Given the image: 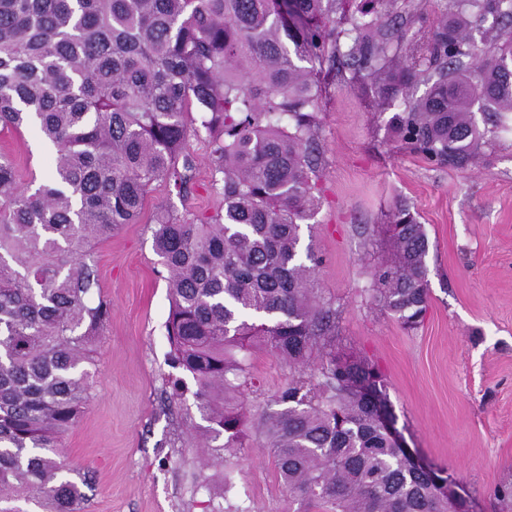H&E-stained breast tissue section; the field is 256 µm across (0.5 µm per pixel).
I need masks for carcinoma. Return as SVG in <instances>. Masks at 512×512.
<instances>
[{"instance_id": "obj_1", "label": "carcinoma", "mask_w": 512, "mask_h": 512, "mask_svg": "<svg viewBox=\"0 0 512 512\" xmlns=\"http://www.w3.org/2000/svg\"><path fill=\"white\" fill-rule=\"evenodd\" d=\"M0 0V127L38 128L56 149L34 192L0 157V502L84 512L64 477L62 436L91 398L88 339L110 320L95 240L135 222L150 186L183 190L192 161L187 116L199 113L224 215L211 224L156 215L155 251L169 272L171 359L196 382V408L217 457L238 447L236 394L254 385L246 358L264 344L308 367L336 311L315 296L321 263L301 253L318 210L315 112L333 72L380 111L411 85L389 137L424 160L468 169L486 130L512 113V31L485 51L471 38L491 17L512 25V0H449L423 37L405 41L385 15L424 18L409 0ZM394 258L372 274V298L408 329L429 301V241L406 206L390 214ZM291 380L265 415L266 447L288 494L308 512H450L445 471L402 458L364 385L379 369L332 348Z\"/></svg>"}]
</instances>
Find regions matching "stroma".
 <instances>
[{"label": "stroma", "instance_id": "obj_1", "mask_svg": "<svg viewBox=\"0 0 512 512\" xmlns=\"http://www.w3.org/2000/svg\"><path fill=\"white\" fill-rule=\"evenodd\" d=\"M388 118L337 79L316 114L320 205L303 239L322 259L317 294L336 311L335 332L320 343L378 367L408 447L445 470L471 512H512L498 496L512 485V119L461 172L388 140ZM187 151V191L154 182L137 222L93 246L112 316L93 343L92 398L61 440L66 468L85 512H297L260 429L294 369L269 348H253L255 385L235 401L243 446L212 462L196 383L170 360L169 273L154 250L155 214L200 223L224 211L206 133L190 136ZM0 155L25 189L54 167L53 149L31 125L0 129ZM399 203L416 213L430 243L429 309L413 330L370 292L372 271L392 252L387 224ZM179 380L186 391L177 397Z\"/></svg>", "mask_w": 512, "mask_h": 512}]
</instances>
